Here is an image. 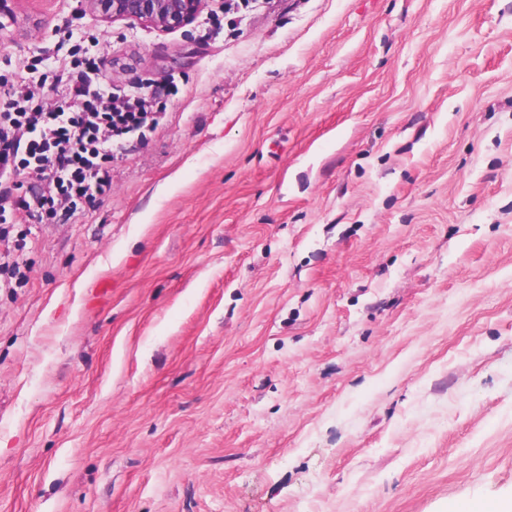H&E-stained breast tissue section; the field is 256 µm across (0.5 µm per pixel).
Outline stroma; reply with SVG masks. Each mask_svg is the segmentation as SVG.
I'll list each match as a JSON object with an SVG mask.
<instances>
[{
  "mask_svg": "<svg viewBox=\"0 0 512 512\" xmlns=\"http://www.w3.org/2000/svg\"><path fill=\"white\" fill-rule=\"evenodd\" d=\"M160 125L70 224L6 227L0 512L512 501V0H239L162 32L8 0Z\"/></svg>",
  "mask_w": 512,
  "mask_h": 512,
  "instance_id": "stroma-1",
  "label": "stroma"
}]
</instances>
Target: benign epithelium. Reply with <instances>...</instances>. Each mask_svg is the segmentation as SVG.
<instances>
[{
	"label": "benign epithelium",
	"mask_w": 512,
	"mask_h": 512,
	"mask_svg": "<svg viewBox=\"0 0 512 512\" xmlns=\"http://www.w3.org/2000/svg\"><path fill=\"white\" fill-rule=\"evenodd\" d=\"M107 20H130L173 30L191 24L204 0H84Z\"/></svg>",
	"instance_id": "benign-epithelium-1"
}]
</instances>
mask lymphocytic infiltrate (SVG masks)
<instances>
[{
	"mask_svg": "<svg viewBox=\"0 0 512 512\" xmlns=\"http://www.w3.org/2000/svg\"><path fill=\"white\" fill-rule=\"evenodd\" d=\"M98 71L72 46L46 75L64 90L60 103L25 79L0 80V224L85 216L111 191V161L126 139L158 126L159 88L104 86Z\"/></svg>",
	"mask_w": 512,
	"mask_h": 512,
	"instance_id": "1",
	"label": "lymphocytic infiltrate"
}]
</instances>
